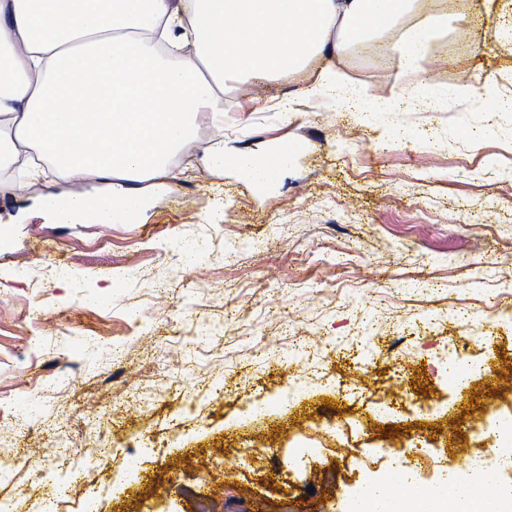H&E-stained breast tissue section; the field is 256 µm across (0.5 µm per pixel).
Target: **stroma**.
<instances>
[{"label":"stroma","instance_id":"1","mask_svg":"<svg viewBox=\"0 0 512 512\" xmlns=\"http://www.w3.org/2000/svg\"><path fill=\"white\" fill-rule=\"evenodd\" d=\"M447 7L461 21L423 83L392 26L336 61L415 109L361 123L303 73L225 82L223 128L199 126L140 223L55 224L34 210L49 185L0 178L6 512L61 487L60 512H347L389 472L423 489L495 447L512 317H482L512 295V112L493 111L512 96V0ZM287 140L264 186L203 162ZM463 336L484 369L458 387L442 360Z\"/></svg>","mask_w":512,"mask_h":512}]
</instances>
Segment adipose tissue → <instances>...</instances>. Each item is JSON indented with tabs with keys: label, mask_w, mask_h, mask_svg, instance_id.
Returning a JSON list of instances; mask_svg holds the SVG:
<instances>
[{
	"label": "adipose tissue",
	"mask_w": 512,
	"mask_h": 512,
	"mask_svg": "<svg viewBox=\"0 0 512 512\" xmlns=\"http://www.w3.org/2000/svg\"><path fill=\"white\" fill-rule=\"evenodd\" d=\"M414 0H0V169L19 166L28 182L111 184L97 195L94 218L70 192L42 195L59 224H130L141 214L139 184L167 174L199 123H224L229 77L269 81L308 70L313 98L352 91L388 111L392 99L369 96L336 68L335 57L372 31L411 12ZM448 18L428 14L401 29L392 46L417 73ZM309 71V70H308ZM208 166H232L258 183L288 164L276 148L260 154L212 150ZM497 448L475 458L467 476L410 498L385 502L383 482L358 488L348 512H512L497 486L512 467V423L494 426Z\"/></svg>",
	"instance_id": "obj_1"
}]
</instances>
